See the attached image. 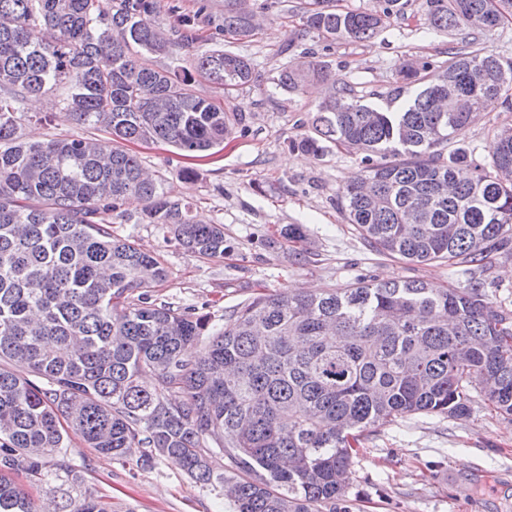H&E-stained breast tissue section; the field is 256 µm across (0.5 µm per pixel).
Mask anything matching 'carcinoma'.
I'll list each match as a JSON object with an SVG mask.
<instances>
[{"instance_id": "1", "label": "carcinoma", "mask_w": 512, "mask_h": 512, "mask_svg": "<svg viewBox=\"0 0 512 512\" xmlns=\"http://www.w3.org/2000/svg\"><path fill=\"white\" fill-rule=\"evenodd\" d=\"M311 0L302 26L329 42H367L398 13ZM424 20L459 37L436 64L411 56L368 101L345 84L323 98L292 145L363 155V175L338 188L345 221L376 254L446 262L464 280L363 281L319 294H263L224 329L152 300L166 277L152 255L112 234L131 197L141 218L201 258L224 257V226L145 177L123 142H164L185 157L224 149L235 116L198 96L204 79L228 94L254 79L232 50L196 54L190 68L138 61L203 41L194 14L166 34L156 0H0V512H39L14 481H40L70 434L118 461L175 459L220 490L235 512H350L340 479L356 446L415 414L459 417L481 397L512 416V311L488 274L512 256V124L492 130L488 164L448 142L512 90V59L479 35L512 20V0H423ZM255 15L224 0L209 39L248 41ZM326 82L320 61H288V92ZM65 95L51 100L54 92ZM29 96L109 135L26 143L16 113ZM201 345L188 357L191 346ZM72 512H112L86 496Z\"/></svg>"}]
</instances>
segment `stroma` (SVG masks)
I'll list each match as a JSON object with an SVG mask.
<instances>
[{"mask_svg": "<svg viewBox=\"0 0 512 512\" xmlns=\"http://www.w3.org/2000/svg\"><path fill=\"white\" fill-rule=\"evenodd\" d=\"M400 2V13L375 39L329 43L303 31L299 17L307 0H249L259 28L233 49L251 59L255 80L226 100L241 123L223 150L191 159L164 143L131 147L171 199L191 203L197 220L224 227L223 257L201 258L170 243L164 226L140 223V203L127 204L125 219L112 231L165 267L166 278L152 290L156 302L208 315L221 326L255 296L283 294L291 286L319 292L373 278L423 280L438 288L461 281L447 264L408 263L369 250L346 223L336 197L363 170L360 155L332 145L316 156L292 147L311 122L320 84L299 93L276 85L290 56L304 52L364 96L387 91L405 57L447 59L453 41L428 29L422 0ZM46 110L44 101L25 100L18 114L24 141L95 133L58 115L44 121ZM507 117L499 104L477 113L453 148L488 163L491 130ZM186 166L195 169L193 178L183 177ZM291 224L301 225L302 241L288 239ZM65 460L71 479L52 475L34 484L22 474L18 485L56 512L90 494L110 502L112 512H233L219 491L195 483L169 458L125 465L74 435ZM343 498L351 512H512V417L476 403L463 418L399 419L361 443Z\"/></svg>", "mask_w": 512, "mask_h": 512, "instance_id": "obj_1", "label": "stroma"}]
</instances>
